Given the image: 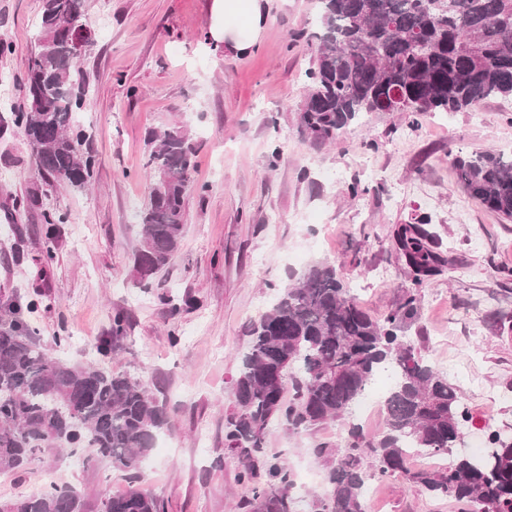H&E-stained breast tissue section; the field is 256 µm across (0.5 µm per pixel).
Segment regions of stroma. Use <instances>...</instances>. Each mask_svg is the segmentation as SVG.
Returning <instances> with one entry per match:
<instances>
[{"label":"stroma","mask_w":512,"mask_h":512,"mask_svg":"<svg viewBox=\"0 0 512 512\" xmlns=\"http://www.w3.org/2000/svg\"><path fill=\"white\" fill-rule=\"evenodd\" d=\"M42 4L0 0V321L11 304L38 299L30 324L44 350L138 376L165 402L173 429L146 459L142 486L168 512H240L250 495L224 423L247 326L275 289L328 262L364 310L382 317L413 277L395 233L423 218L441 263L401 334L441 372L460 370L455 384L471 419L490 417L492 429L512 434V220L465 193L453 166L459 155L512 154L511 99L419 118L365 112L316 145L299 131L313 58L299 34L316 30L318 0H262V23L243 54L206 45L213 0H84L97 32L80 60L95 176L87 190L49 185L10 121L27 106L23 77ZM173 126L196 145L193 187L179 250L144 288L133 259L151 182L145 136ZM352 183L358 196L346 192ZM55 212L67 222L48 264L42 227ZM120 310L126 332L100 358L96 345ZM60 334L70 338L62 350ZM344 429L331 422L295 434L276 421L264 446L292 470L315 468L309 496L322 491L327 471L315 445ZM50 473L93 502L127 487L107 468L88 471L50 449L21 476H0V500L38 490ZM368 512L458 506L396 473L378 480Z\"/></svg>","instance_id":"obj_1"}]
</instances>
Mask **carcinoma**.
<instances>
[{"label": "carcinoma", "instance_id": "cac0c4a2", "mask_svg": "<svg viewBox=\"0 0 512 512\" xmlns=\"http://www.w3.org/2000/svg\"><path fill=\"white\" fill-rule=\"evenodd\" d=\"M319 20L300 113V130L314 144L335 140L363 112L396 111L395 95L414 103L417 115L512 98V0H319ZM78 40L95 41L83 21V0H43L25 77L28 108L13 113L12 122L34 150L43 178L80 190L92 183L95 163L76 133L84 83L73 53ZM147 144L154 181L134 253L142 284L178 251L195 170V147L184 129L152 131ZM454 169L463 191L512 219V157L493 151L457 156ZM63 223L62 214L45 215L47 263ZM427 237L414 224L397 240L414 271L412 287L381 319L361 308L336 266L318 262L278 289L270 308L250 323L224 433L241 464L239 481L253 485L239 508L301 512L293 471L265 452L268 426L280 420L299 434L346 419L375 375L388 371L393 382L383 401V431L369 436L349 421L340 447L315 446L330 466L308 512H367V480L394 473L433 497L455 500L465 512H512V438L493 432L494 448L457 456L449 468L407 465L411 448L447 453L470 421L458 387L399 336L425 277L440 262ZM36 310L34 301L14 308L9 327L0 329V475L24 473L44 450L60 448L87 470L106 464L128 489L92 505L80 488L50 482L0 501V512H168L163 498L139 488L142 462L170 425L166 405L137 376L47 354L24 318ZM126 325V314L112 317V335L100 340L99 356L109 355ZM289 379L294 394L286 401Z\"/></svg>", "mask_w": 512, "mask_h": 512}]
</instances>
